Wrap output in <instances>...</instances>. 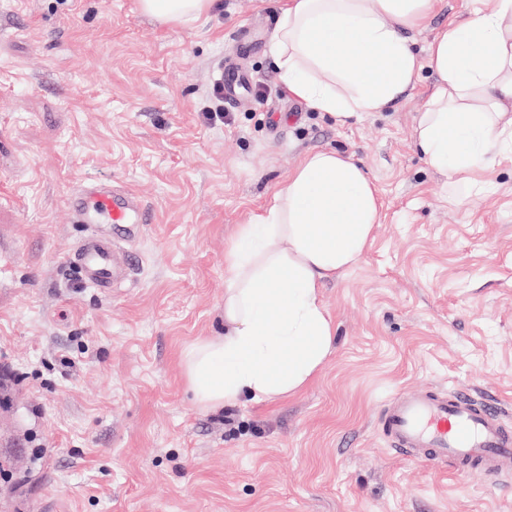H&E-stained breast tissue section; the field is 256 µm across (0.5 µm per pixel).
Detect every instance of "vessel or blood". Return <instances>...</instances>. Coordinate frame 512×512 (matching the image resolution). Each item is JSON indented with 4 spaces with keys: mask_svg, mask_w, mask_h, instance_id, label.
<instances>
[{
    "mask_svg": "<svg viewBox=\"0 0 512 512\" xmlns=\"http://www.w3.org/2000/svg\"><path fill=\"white\" fill-rule=\"evenodd\" d=\"M75 223L94 230L79 245L70 262L92 287L108 292L133 266L130 254L117 250L118 242L140 235L152 213L140 199L111 183L87 180L67 203ZM501 406L478 401L465 391L422 388L395 396L381 419L383 435L391 445L456 473L488 476L512 474V430L503 422Z\"/></svg>",
    "mask_w": 512,
    "mask_h": 512,
    "instance_id": "obj_1",
    "label": "vessel or blood"
}]
</instances>
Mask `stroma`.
<instances>
[{
  "mask_svg": "<svg viewBox=\"0 0 512 512\" xmlns=\"http://www.w3.org/2000/svg\"><path fill=\"white\" fill-rule=\"evenodd\" d=\"M282 4L164 26L139 0H0V512H512V477L418 461L379 427L420 387L492 397L512 426V156L479 197L428 167L426 68L343 125L293 97L271 56ZM496 5L440 0L413 49ZM228 60L265 96L227 125L204 110ZM319 150L359 161L383 202L323 289L332 350L296 395L203 408L184 357L224 333L235 229ZM92 178L155 215L109 294L69 262L90 228L66 198Z\"/></svg>",
  "mask_w": 512,
  "mask_h": 512,
  "instance_id": "stroma-1",
  "label": "stroma"
}]
</instances>
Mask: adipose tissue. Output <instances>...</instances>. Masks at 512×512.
Instances as JSON below:
<instances>
[{
  "instance_id": "obj_1",
  "label": "adipose tissue",
  "mask_w": 512,
  "mask_h": 512,
  "mask_svg": "<svg viewBox=\"0 0 512 512\" xmlns=\"http://www.w3.org/2000/svg\"><path fill=\"white\" fill-rule=\"evenodd\" d=\"M438 0H287L272 44L288 92L338 122L381 112L416 83L436 81L414 138L427 164L474 195L512 154V0L449 23L420 61L408 32ZM164 23L196 19L211 0H140ZM382 201L366 170L333 150L304 155L264 208L238 225L224 280V333L193 345L186 373L198 402L296 394L329 354L326 282L365 253Z\"/></svg>"
}]
</instances>
